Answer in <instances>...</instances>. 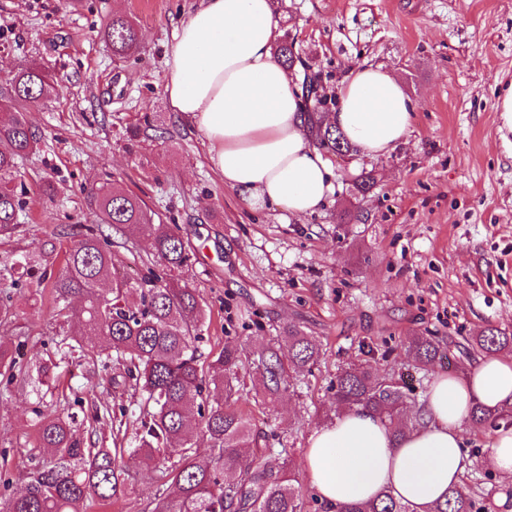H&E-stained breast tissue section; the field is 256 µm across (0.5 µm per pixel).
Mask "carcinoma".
<instances>
[{
	"mask_svg": "<svg viewBox=\"0 0 512 512\" xmlns=\"http://www.w3.org/2000/svg\"><path fill=\"white\" fill-rule=\"evenodd\" d=\"M104 35L112 52L125 57L137 50L133 23L112 17ZM52 75L34 67L20 69L4 105L33 104L50 86ZM40 139L22 112L0 115V235L18 227L22 202L9 183L18 160L37 150ZM345 151L350 145L334 127L323 129L319 147ZM95 223L110 224L127 240L148 222L139 199L101 188L91 196ZM101 230L87 226L64 255V266L52 282L56 316L77 329L62 339V355L83 351L82 336H95L104 344L100 363L124 364L141 386L138 443L132 456L157 469L164 457L178 461L164 468L156 485L151 512H312L318 498L302 489L288 462L273 469L247 461V449L260 445V433L238 414V370L254 366L262 393L274 399L286 390L292 372L309 371L320 360L319 344L298 328L283 329L280 341L247 351L226 345L207 366L200 365L195 341L203 319L196 291L183 282L190 255L183 236L157 225L154 251L139 278L121 274L112 251L100 241ZM473 347L492 356L512 349V334L489 328L475 337ZM414 369L426 373L439 355L432 338L415 336L408 345ZM394 375L372 365H350L336 377V409L372 410L391 427H397L408 398ZM512 418L506 408L489 411L481 405L471 410V421ZM203 429L210 454L194 457L192 441ZM39 447L49 460L31 473L26 490L9 500L5 512H85L90 502L106 505L124 485L123 456L110 448H96L78 436L71 421L60 415L44 416L38 432ZM336 512H410L408 505L384 490L364 503H349ZM434 512H479L477 499L464 484L448 489V498Z\"/></svg>",
	"mask_w": 512,
	"mask_h": 512,
	"instance_id": "obj_1",
	"label": "carcinoma"
}]
</instances>
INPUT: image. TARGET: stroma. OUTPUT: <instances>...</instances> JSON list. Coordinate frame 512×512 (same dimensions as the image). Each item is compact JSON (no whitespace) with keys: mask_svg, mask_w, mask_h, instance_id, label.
Segmentation results:
<instances>
[{"mask_svg":"<svg viewBox=\"0 0 512 512\" xmlns=\"http://www.w3.org/2000/svg\"><path fill=\"white\" fill-rule=\"evenodd\" d=\"M197 0H0V71L36 65L55 84L26 118L41 138L18 163L13 184L26 203L19 226L0 238V296L16 322L0 333L19 362L39 358L48 382L0 375V510L24 489L42 459L38 424L74 410L83 434L106 448L134 445L141 392L120 366L87 355L62 358L63 329L41 278H54L79 225L93 223L91 192L101 186L139 197L152 224L179 230L191 262L185 278L206 310L202 357L224 344L258 345L293 325L321 345L312 371L291 376L274 401L244 382L238 410L287 447L308 483L312 433L336 419V375L350 363L395 371L421 403L434 376L474 367V336L512 334V132H501L496 97L512 86V0H273L282 38L321 82L328 107L351 67L394 71L419 104L408 136L390 155L352 151L325 158L336 174L331 200L297 219L271 206L251 210L210 161L209 146L170 111L164 74L175 28ZM140 33L130 56H113L103 30L113 15ZM371 178L367 192L356 181ZM103 236L131 277L151 253L147 232L133 249L111 226ZM27 258L28 272L6 261ZM429 336L448 359L415 372L410 337ZM110 417L95 420L96 408ZM495 428L466 424L462 475L481 512H512V482L485 472ZM124 491L104 512H148L156 472L128 461Z\"/></svg>","mask_w":512,"mask_h":512,"instance_id":"35a3bbf8","label":"stroma"}]
</instances>
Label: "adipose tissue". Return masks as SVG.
Segmentation results:
<instances>
[{
    "label": "adipose tissue",
    "instance_id": "ef3b65f1",
    "mask_svg": "<svg viewBox=\"0 0 512 512\" xmlns=\"http://www.w3.org/2000/svg\"><path fill=\"white\" fill-rule=\"evenodd\" d=\"M279 36L272 0H199L174 33L164 90L171 110L207 142L225 188L251 209L275 204L304 217L333 194L335 175L308 140L302 94L275 52ZM337 99L326 123L369 157L395 151L416 117L401 80L379 67L352 68ZM476 403L512 404V355L482 360L462 376H437L421 424L403 436L372 412H341L310 438L312 489L336 506L388 488L413 512H432L460 482L462 428Z\"/></svg>",
    "mask_w": 512,
    "mask_h": 512
}]
</instances>
